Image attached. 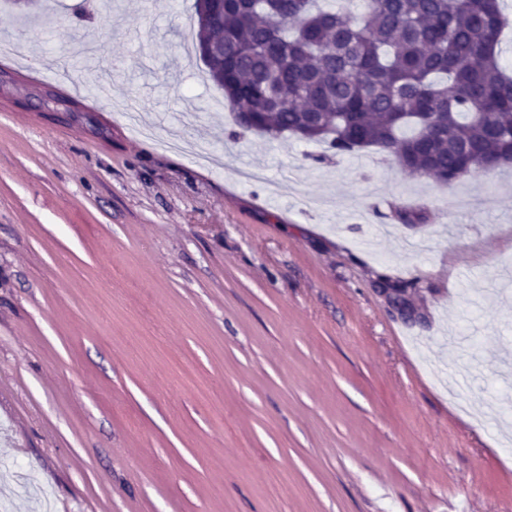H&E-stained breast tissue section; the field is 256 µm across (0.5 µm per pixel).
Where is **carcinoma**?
Here are the masks:
<instances>
[{
    "label": "carcinoma",
    "mask_w": 512,
    "mask_h": 512,
    "mask_svg": "<svg viewBox=\"0 0 512 512\" xmlns=\"http://www.w3.org/2000/svg\"><path fill=\"white\" fill-rule=\"evenodd\" d=\"M224 0L195 39L239 134L304 136L333 157L376 148L403 170L451 184L512 154V77L499 62L500 0Z\"/></svg>",
    "instance_id": "cac0c4a2"
}]
</instances>
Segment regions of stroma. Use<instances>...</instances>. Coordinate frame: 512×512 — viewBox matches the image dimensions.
<instances>
[{"mask_svg":"<svg viewBox=\"0 0 512 512\" xmlns=\"http://www.w3.org/2000/svg\"><path fill=\"white\" fill-rule=\"evenodd\" d=\"M194 3L0 6V504L512 512V170L230 139Z\"/></svg>","mask_w":512,"mask_h":512,"instance_id":"35a3bbf8","label":"stroma"}]
</instances>
